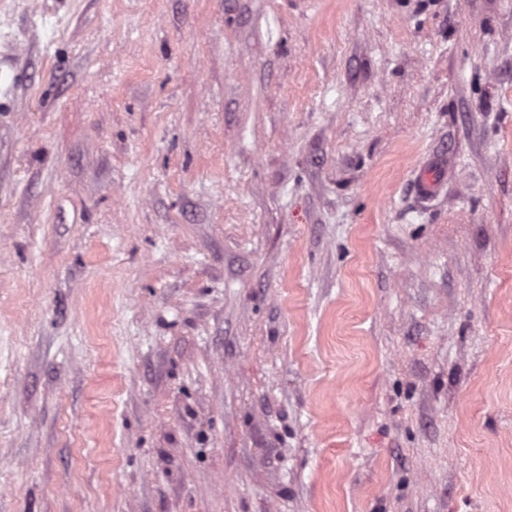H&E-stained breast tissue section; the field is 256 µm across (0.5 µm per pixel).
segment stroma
Here are the masks:
<instances>
[{
    "label": "stroma",
    "mask_w": 512,
    "mask_h": 512,
    "mask_svg": "<svg viewBox=\"0 0 512 512\" xmlns=\"http://www.w3.org/2000/svg\"><path fill=\"white\" fill-rule=\"evenodd\" d=\"M0 512H512V0H0ZM444 168V155H434L424 167L419 169L414 177V188L417 195L423 199L437 197L445 187V178L442 176Z\"/></svg>",
    "instance_id": "stroma-1"
}]
</instances>
